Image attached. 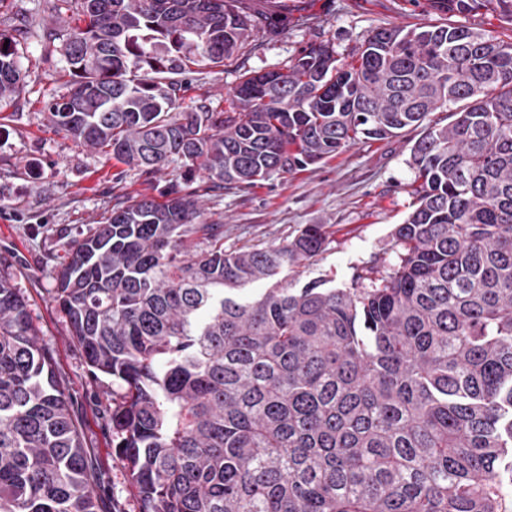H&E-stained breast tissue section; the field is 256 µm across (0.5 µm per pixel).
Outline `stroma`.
Wrapping results in <instances>:
<instances>
[{
	"label": "stroma",
	"instance_id": "35a3bbf8",
	"mask_svg": "<svg viewBox=\"0 0 512 512\" xmlns=\"http://www.w3.org/2000/svg\"><path fill=\"white\" fill-rule=\"evenodd\" d=\"M288 27L254 31L246 47L219 67L178 74L180 107L234 112V88L254 72L283 71L307 47L333 43L351 58L371 31L447 22L429 0H285ZM77 23L73 0H0V33L18 35L24 79L0 102V277L24 295L31 321L71 402L91 460L102 512H139L126 464L112 446V399L122 389L93 375L54 301L56 278L72 241L103 223L112 209L143 196L161 198L171 184L195 193L208 223L224 227L225 251L285 245L305 225H324L325 251L280 270L278 281L301 286L347 283L360 269L394 263L392 232L411 211V148L421 129L368 140L302 170L276 173L245 188L214 191L205 174L179 163L147 174L85 147L50 125L46 106L72 88L63 43Z\"/></svg>",
	"mask_w": 512,
	"mask_h": 512
}]
</instances>
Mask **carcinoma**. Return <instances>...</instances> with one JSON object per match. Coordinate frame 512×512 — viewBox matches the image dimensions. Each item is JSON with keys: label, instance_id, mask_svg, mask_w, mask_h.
<instances>
[{"label": "carcinoma", "instance_id": "1", "mask_svg": "<svg viewBox=\"0 0 512 512\" xmlns=\"http://www.w3.org/2000/svg\"><path fill=\"white\" fill-rule=\"evenodd\" d=\"M75 77L52 125L147 173L179 161L250 186L364 140L424 128L396 262L349 284L274 280L323 252H224L172 185L70 245L54 300L95 374L121 385L112 446L141 512H504L512 494V37L465 24L379 28L347 62L311 43L233 91L240 111H177L170 75L221 66L278 0H77ZM500 15L512 0H432ZM0 33V101L19 89ZM448 111L453 121L429 119ZM269 281L242 300L243 287ZM90 462L25 298L0 278V512H100Z\"/></svg>", "mask_w": 512, "mask_h": 512}]
</instances>
